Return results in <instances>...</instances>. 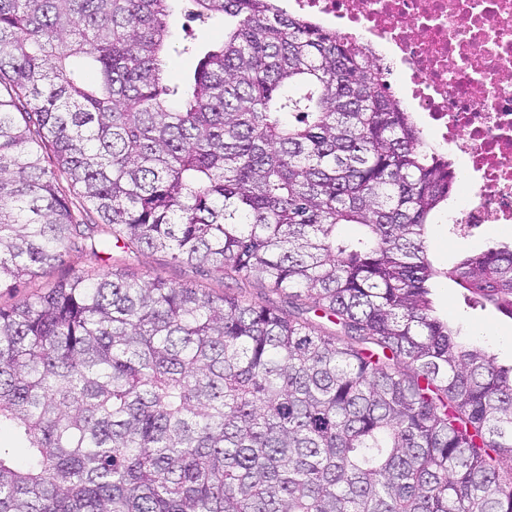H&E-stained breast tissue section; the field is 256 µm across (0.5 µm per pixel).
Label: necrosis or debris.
I'll use <instances>...</instances> for the list:
<instances>
[{"label":"necrosis or debris","mask_w":512,"mask_h":512,"mask_svg":"<svg viewBox=\"0 0 512 512\" xmlns=\"http://www.w3.org/2000/svg\"><path fill=\"white\" fill-rule=\"evenodd\" d=\"M333 23L400 74L407 105L464 163L471 187L453 221L470 233L512 224V0H289Z\"/></svg>","instance_id":"4bbe7bcc"}]
</instances>
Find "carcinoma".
Wrapping results in <instances>:
<instances>
[{"label":"carcinoma","instance_id":"cac0c4a2","mask_svg":"<svg viewBox=\"0 0 512 512\" xmlns=\"http://www.w3.org/2000/svg\"><path fill=\"white\" fill-rule=\"evenodd\" d=\"M172 2L0 0V289L115 245L298 312L121 272L0 308V512H512V365L432 300L512 319V244L434 267L453 163L359 43L191 0L224 40L172 84Z\"/></svg>","mask_w":512,"mask_h":512}]
</instances>
